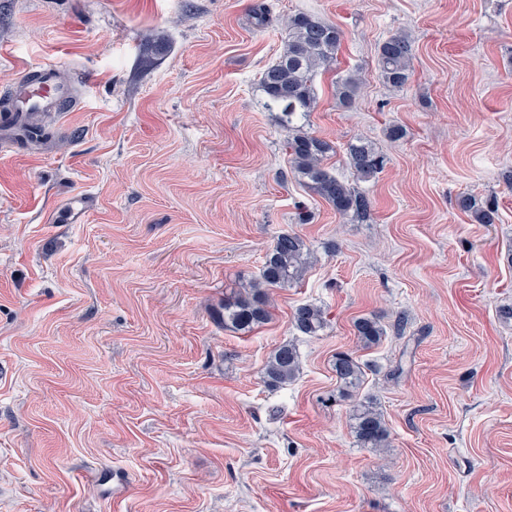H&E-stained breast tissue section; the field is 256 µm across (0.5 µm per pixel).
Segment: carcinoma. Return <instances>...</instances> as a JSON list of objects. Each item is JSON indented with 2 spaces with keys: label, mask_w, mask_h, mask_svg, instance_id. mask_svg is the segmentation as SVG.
<instances>
[{
  "label": "carcinoma",
  "mask_w": 512,
  "mask_h": 512,
  "mask_svg": "<svg viewBox=\"0 0 512 512\" xmlns=\"http://www.w3.org/2000/svg\"><path fill=\"white\" fill-rule=\"evenodd\" d=\"M288 39L279 57L269 65L259 79L263 94L262 109L281 113L282 128L288 133L286 141L292 170L311 191L328 202L341 216L359 215L370 207L368 197L351 183L341 180L326 167L327 157L334 146L305 129V121L316 105L313 82L318 70H328L337 60L343 40L342 30L333 23L311 14L299 13L287 18ZM412 60V41L406 34H395L378 45L377 69L379 79L399 89L409 79ZM361 85L355 72L336 78V97L348 102ZM350 167L361 179L376 175L383 159L372 144L357 137L347 147ZM461 210L469 212L480 224H493L497 208L492 203L478 204L470 196L458 200ZM313 253L304 238L296 233L278 234L272 243L259 278L250 285L251 291L224 304V325L237 330H249L270 317L269 288H285L299 279L312 262ZM291 325L303 336H317L326 326L324 311L314 304L295 308ZM356 336L369 348L385 336L383 326L373 317H362L355 324ZM336 376L347 388L359 384L360 363L350 354L336 357ZM299 371V355L292 343H283L272 352L266 366V380L281 385L292 380ZM353 433L362 448H385L388 431L377 405L364 402L353 411Z\"/></svg>",
  "instance_id": "obj_1"
}]
</instances>
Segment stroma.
<instances>
[{"label":"stroma","instance_id":"stroma-1","mask_svg":"<svg viewBox=\"0 0 512 512\" xmlns=\"http://www.w3.org/2000/svg\"><path fill=\"white\" fill-rule=\"evenodd\" d=\"M300 12L344 34L309 129L363 217L294 177L258 104ZM398 33L396 90L377 47ZM44 64L90 81L43 144L0 132V512H512V0H0V92ZM356 137L386 158L373 178L349 166ZM75 195L86 213L55 223ZM282 232L312 264L269 291L268 321L225 327ZM305 303L321 335L292 328ZM368 316L385 334L366 348ZM287 342L300 369L270 386ZM341 352L363 369L345 400ZM368 399L381 457L351 431ZM412 41L407 34H395L378 45L379 79L389 87L402 88L409 79ZM361 85V78L355 72L339 75L335 81L336 97L340 103H347ZM458 206L464 212H470L480 224H492L496 221L497 208L492 203L480 205L472 197L463 196L458 200ZM291 325L304 336H318L326 326L324 311L314 304L299 305L295 308ZM356 336L363 347H371L380 342L385 334L383 326L373 317L359 318L355 324Z\"/></svg>","mask_w":512,"mask_h":512}]
</instances>
